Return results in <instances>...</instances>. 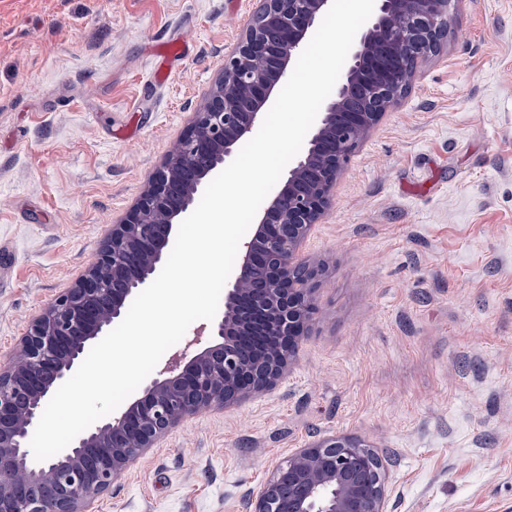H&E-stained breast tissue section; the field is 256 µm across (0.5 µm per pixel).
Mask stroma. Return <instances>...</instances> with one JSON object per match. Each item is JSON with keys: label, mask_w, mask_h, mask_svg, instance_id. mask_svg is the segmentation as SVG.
<instances>
[{"label": "stroma", "mask_w": 512, "mask_h": 512, "mask_svg": "<svg viewBox=\"0 0 512 512\" xmlns=\"http://www.w3.org/2000/svg\"><path fill=\"white\" fill-rule=\"evenodd\" d=\"M255 7L0 0V363L95 262ZM450 12L304 242L326 274L287 374L187 417L93 512H249L332 436L388 459V512H512V0Z\"/></svg>", "instance_id": "obj_1"}]
</instances>
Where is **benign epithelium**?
Returning a JSON list of instances; mask_svg holds the SVG:
<instances>
[{
	"mask_svg": "<svg viewBox=\"0 0 512 512\" xmlns=\"http://www.w3.org/2000/svg\"><path fill=\"white\" fill-rule=\"evenodd\" d=\"M330 0H259L253 22L207 103L156 168L95 263L51 301L0 365V512H89L147 449L187 415L226 406L273 386L312 324L323 269L300 256L326 214L338 174L359 140L399 97L411 75L399 58L421 47L418 63L440 52L451 0H375L348 69L279 190L255 218L224 286V312L200 328L191 354L173 358L117 414L79 434L63 454L31 468L30 440L43 405L70 378L87 347L106 335L164 266L177 224L195 197L251 138L279 84L327 12ZM367 111L345 112L353 87ZM110 295L103 309L98 300ZM98 449L94 462L85 450ZM387 460L362 440L336 436L277 464L252 512H387Z\"/></svg>",
	"mask_w": 512,
	"mask_h": 512,
	"instance_id": "1",
	"label": "benign epithelium"
}]
</instances>
